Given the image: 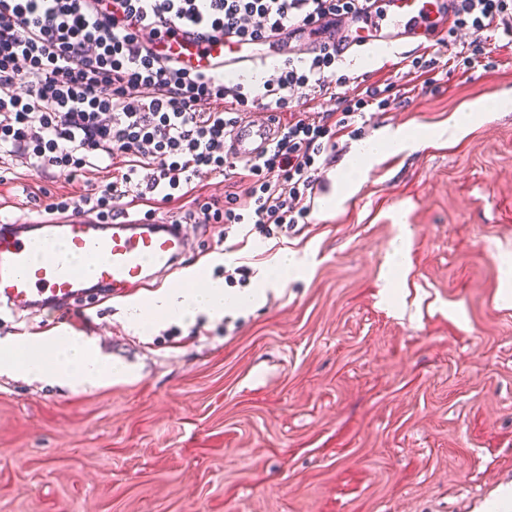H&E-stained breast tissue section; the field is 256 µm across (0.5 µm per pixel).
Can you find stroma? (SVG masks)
<instances>
[{"label":"stroma","mask_w":512,"mask_h":512,"mask_svg":"<svg viewBox=\"0 0 512 512\" xmlns=\"http://www.w3.org/2000/svg\"><path fill=\"white\" fill-rule=\"evenodd\" d=\"M381 49L342 68L403 82ZM512 92V42L367 114L296 235L253 233L225 251L220 224H186V268L248 266L252 311L140 331L122 298L89 311L84 338L125 364L97 387L0 375V512H512V108L449 127ZM400 132L353 182L346 160ZM0 217L39 219L23 184L78 191L9 163ZM410 228V266L391 242ZM305 266L261 289L277 253ZM0 311V338L67 333Z\"/></svg>","instance_id":"35a3bbf8"}]
</instances>
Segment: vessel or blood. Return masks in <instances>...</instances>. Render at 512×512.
Instances as JSON below:
<instances>
[{"label":"vessel or blood","instance_id":"vessel-or-blood-1","mask_svg":"<svg viewBox=\"0 0 512 512\" xmlns=\"http://www.w3.org/2000/svg\"><path fill=\"white\" fill-rule=\"evenodd\" d=\"M457 0H376L366 16L349 19L336 31L344 55L383 48H426L452 27ZM206 49L209 65L247 70L251 59L206 35L186 37V60ZM278 136L270 121L244 118L224 149L241 159L267 151ZM189 244L168 221L103 224L85 216L33 221L17 217L0 224V307L24 308L51 316L94 304L96 299L150 285L180 266Z\"/></svg>","mask_w":512,"mask_h":512}]
</instances>
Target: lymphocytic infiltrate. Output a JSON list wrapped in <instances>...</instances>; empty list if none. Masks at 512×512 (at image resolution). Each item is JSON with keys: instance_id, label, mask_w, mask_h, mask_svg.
Instances as JSON below:
<instances>
[{"instance_id": "f902f5d3", "label": "lymphocytic infiltrate", "mask_w": 512, "mask_h": 512, "mask_svg": "<svg viewBox=\"0 0 512 512\" xmlns=\"http://www.w3.org/2000/svg\"><path fill=\"white\" fill-rule=\"evenodd\" d=\"M368 9L369 0H0V156L69 182L122 165L110 182L52 197L50 215L108 223L129 217L133 193L150 202L151 221L157 208L190 196L194 181L230 175L239 190L195 200L188 220L228 234L243 224L266 237L299 232L336 157L337 134L364 135L357 121L367 108L387 111L401 96L398 85L373 83L340 97L339 117L296 109L301 91L323 95L350 83L322 36ZM453 28L469 31L471 41L440 40L431 56L412 58L414 70L435 73L445 55L473 69L489 33L512 38V0H459ZM192 29L255 56L273 40L311 37L321 45L247 81L191 70L172 56L170 47ZM256 106L289 119L272 150L241 161L225 153L224 139Z\"/></svg>"}]
</instances>
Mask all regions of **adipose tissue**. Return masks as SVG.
Masks as SVG:
<instances>
[{
	"mask_svg": "<svg viewBox=\"0 0 512 512\" xmlns=\"http://www.w3.org/2000/svg\"><path fill=\"white\" fill-rule=\"evenodd\" d=\"M187 285L154 294L147 305L134 304L128 310L132 324H140L148 316H176L195 319L197 315H221L230 307H247L246 296H230L222 282L200 279L188 272ZM121 366L100 356L91 340L66 336L61 342L47 344L40 335L7 336L0 339V374L33 380L51 379L80 386H97L121 376Z\"/></svg>",
	"mask_w": 512,
	"mask_h": 512,
	"instance_id": "adipose-tissue-1",
	"label": "adipose tissue"
}]
</instances>
